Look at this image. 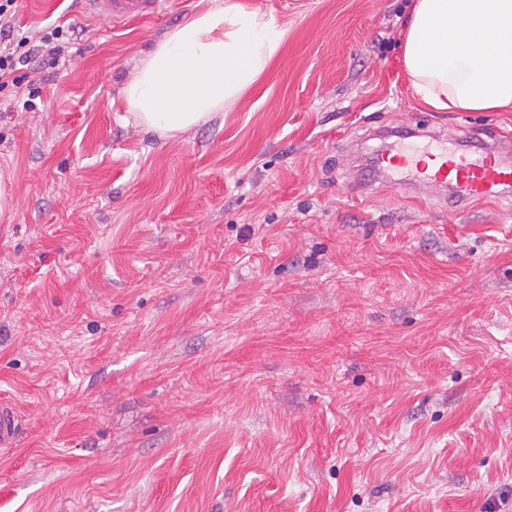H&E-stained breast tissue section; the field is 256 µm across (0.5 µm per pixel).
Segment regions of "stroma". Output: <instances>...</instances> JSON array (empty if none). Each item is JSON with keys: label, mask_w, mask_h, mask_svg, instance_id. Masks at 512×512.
<instances>
[{"label": "stroma", "mask_w": 512, "mask_h": 512, "mask_svg": "<svg viewBox=\"0 0 512 512\" xmlns=\"http://www.w3.org/2000/svg\"><path fill=\"white\" fill-rule=\"evenodd\" d=\"M256 2L280 54L162 139L120 93L195 0H21L75 38L0 90V512H512V203L360 179L385 130L512 164V110L419 101L410 0ZM92 14L112 31L127 28L136 21L160 12V0H83ZM19 433V419L16 409L9 404L0 403V444L13 443Z\"/></svg>", "instance_id": "1"}]
</instances>
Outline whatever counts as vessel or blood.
<instances>
[{"instance_id": "b4317fda", "label": "vessel or blood", "mask_w": 512, "mask_h": 512, "mask_svg": "<svg viewBox=\"0 0 512 512\" xmlns=\"http://www.w3.org/2000/svg\"><path fill=\"white\" fill-rule=\"evenodd\" d=\"M92 14L112 30L157 15L160 0H84ZM377 167L391 186L404 182L449 186L456 203L463 205L512 198V165L502 162L496 151L478 147L462 151L452 141H437L423 147L396 144L376 158ZM19 419L12 405L0 403V444L13 443Z\"/></svg>"}]
</instances>
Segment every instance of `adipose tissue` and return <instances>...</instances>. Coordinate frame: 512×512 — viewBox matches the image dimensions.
<instances>
[{"label": "adipose tissue", "instance_id": "obj_1", "mask_svg": "<svg viewBox=\"0 0 512 512\" xmlns=\"http://www.w3.org/2000/svg\"><path fill=\"white\" fill-rule=\"evenodd\" d=\"M287 24L247 0H198L122 88L129 121L173 138L230 111L281 51ZM403 65L441 112L512 107V0H415Z\"/></svg>", "mask_w": 512, "mask_h": 512}]
</instances>
